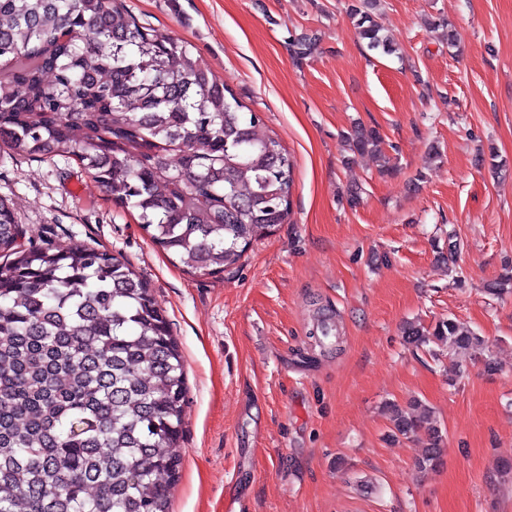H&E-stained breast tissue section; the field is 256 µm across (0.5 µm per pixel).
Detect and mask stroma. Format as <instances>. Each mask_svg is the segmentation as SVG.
Wrapping results in <instances>:
<instances>
[{
	"label": "stroma",
	"instance_id": "35a3bbf8",
	"mask_svg": "<svg viewBox=\"0 0 512 512\" xmlns=\"http://www.w3.org/2000/svg\"><path fill=\"white\" fill-rule=\"evenodd\" d=\"M348 3L126 0L190 43L294 162L287 221L222 275L186 273L75 160L0 153L27 236L118 257L167 316L187 382L172 512H512V295L485 292L512 261V0H380L393 55L367 49ZM301 34L319 47L299 64ZM358 123L392 145L394 174L349 157L341 136ZM452 232L460 288L432 244ZM318 306L338 351L314 348ZM448 316L489 340L497 371L468 364L452 388L449 360L403 343L405 322ZM415 398L446 431L435 471L382 410Z\"/></svg>",
	"mask_w": 512,
	"mask_h": 512
}]
</instances>
